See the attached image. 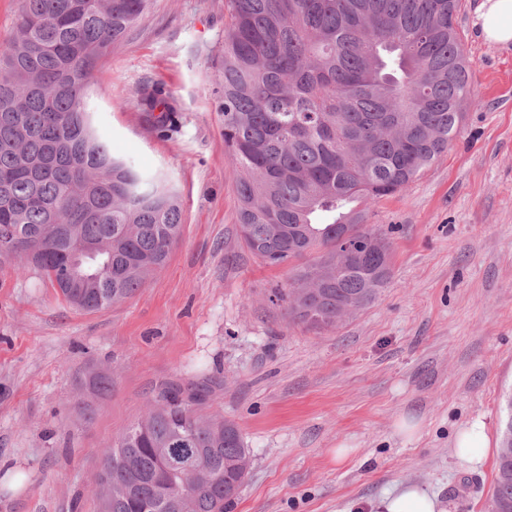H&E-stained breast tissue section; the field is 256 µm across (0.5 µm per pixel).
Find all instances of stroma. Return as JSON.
<instances>
[{"instance_id": "1", "label": "stroma", "mask_w": 512, "mask_h": 512, "mask_svg": "<svg viewBox=\"0 0 512 512\" xmlns=\"http://www.w3.org/2000/svg\"><path fill=\"white\" fill-rule=\"evenodd\" d=\"M478 2L461 0L456 16L478 106L432 166L368 206L391 246L389 283L314 328L272 299L287 267L262 263L237 231L224 0H155L88 104L113 155L176 186L182 232L134 297L95 312L0 262V512H96L103 451L165 384L201 391L202 413L239 426L252 462L230 512L365 510L401 484L433 490L448 512H488L496 457L468 472L453 454L477 420L498 443L512 398V45L478 37ZM158 87L176 110L166 136L140 106ZM92 372L110 375L109 392L89 395ZM403 415L420 423L409 441L394 434ZM342 442L354 452L338 462Z\"/></svg>"}]
</instances>
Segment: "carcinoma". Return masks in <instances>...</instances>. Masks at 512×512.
Masks as SVG:
<instances>
[{
	"label": "carcinoma",
	"instance_id": "obj_1",
	"mask_svg": "<svg viewBox=\"0 0 512 512\" xmlns=\"http://www.w3.org/2000/svg\"><path fill=\"white\" fill-rule=\"evenodd\" d=\"M460 0H224V152L238 232L268 265L291 266L275 297L312 327L362 307L391 268L370 247L366 205L414 181L448 150L477 103L456 27ZM152 0H22L0 51L3 254L40 270L68 303L97 311L132 298L166 264L182 226L164 178L112 154L93 127L99 61L144 22ZM173 123L162 91L143 100ZM96 243L93 261L70 247ZM351 244L363 265L336 257ZM202 395L162 386L102 453L98 512H228L251 466L236 423L203 415ZM194 457L166 472L171 454ZM489 512H512V457L500 452Z\"/></svg>",
	"mask_w": 512,
	"mask_h": 512
}]
</instances>
